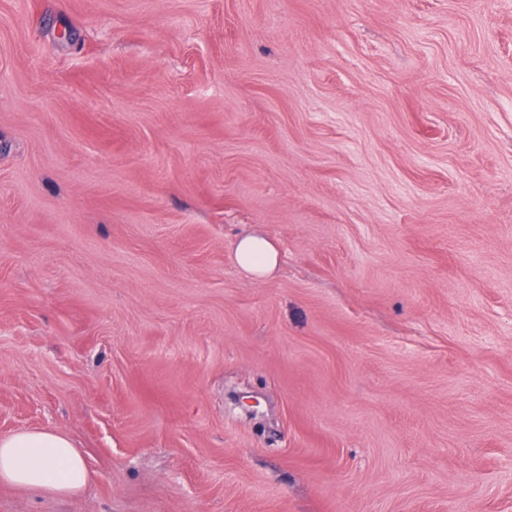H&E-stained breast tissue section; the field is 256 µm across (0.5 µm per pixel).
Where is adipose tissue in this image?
<instances>
[{"label":"adipose tissue","instance_id":"adipose-tissue-1","mask_svg":"<svg viewBox=\"0 0 512 512\" xmlns=\"http://www.w3.org/2000/svg\"><path fill=\"white\" fill-rule=\"evenodd\" d=\"M235 257L244 272L258 279L271 276L279 263L275 245L254 234L238 239ZM91 478L83 454L62 433L33 429L0 436V483L68 496Z\"/></svg>","mask_w":512,"mask_h":512}]
</instances>
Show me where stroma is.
I'll use <instances>...</instances> for the list:
<instances>
[{
	"label": "stroma",
	"instance_id": "obj_1",
	"mask_svg": "<svg viewBox=\"0 0 512 512\" xmlns=\"http://www.w3.org/2000/svg\"><path fill=\"white\" fill-rule=\"evenodd\" d=\"M27 429L0 512H512V0H0ZM238 266L255 278H266L273 274L279 263V252L275 245L263 236L247 234L235 245ZM91 478L83 454L60 432L33 429L0 436V483L68 496Z\"/></svg>",
	"mask_w": 512,
	"mask_h": 512
}]
</instances>
